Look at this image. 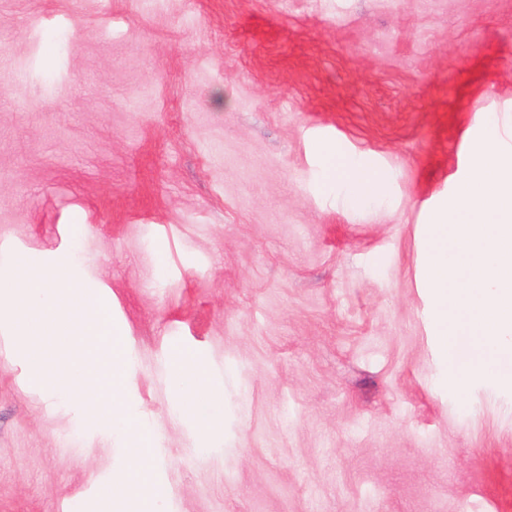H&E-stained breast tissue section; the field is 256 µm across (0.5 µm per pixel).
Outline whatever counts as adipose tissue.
<instances>
[{
  "mask_svg": "<svg viewBox=\"0 0 512 512\" xmlns=\"http://www.w3.org/2000/svg\"><path fill=\"white\" fill-rule=\"evenodd\" d=\"M390 175L387 171L362 164H348L344 180L346 206L356 208L383 198ZM170 380L179 408L203 433L215 425L220 411L221 386L209 376L201 361L182 353L170 371Z\"/></svg>",
  "mask_w": 512,
  "mask_h": 512,
  "instance_id": "ef3b65f1",
  "label": "adipose tissue"
}]
</instances>
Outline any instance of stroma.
Listing matches in <instances>:
<instances>
[{
  "instance_id": "35a3bbf8",
  "label": "stroma",
  "mask_w": 512,
  "mask_h": 512,
  "mask_svg": "<svg viewBox=\"0 0 512 512\" xmlns=\"http://www.w3.org/2000/svg\"><path fill=\"white\" fill-rule=\"evenodd\" d=\"M479 113L512 152V0H0V270L69 249L111 293L159 512H512V385L441 384L420 276ZM124 461L0 331V512H111ZM390 174L368 165L348 163L344 180L345 205L356 208L383 198ZM170 380L179 408L201 432H209L217 422L222 387L207 373L201 361L190 354L180 353L172 365Z\"/></svg>"
}]
</instances>
